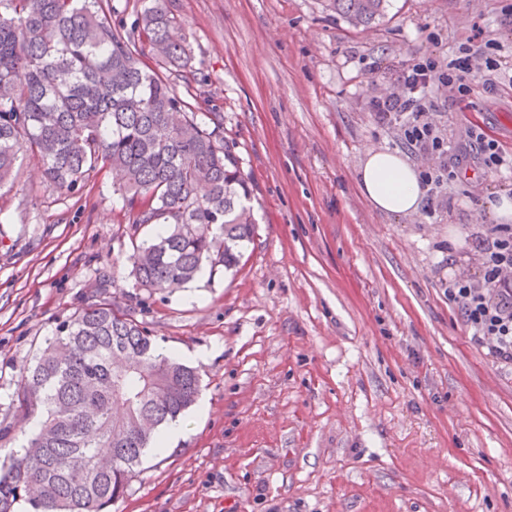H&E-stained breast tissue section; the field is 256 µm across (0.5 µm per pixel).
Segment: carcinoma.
Listing matches in <instances>:
<instances>
[{
  "label": "carcinoma",
  "mask_w": 512,
  "mask_h": 512,
  "mask_svg": "<svg viewBox=\"0 0 512 512\" xmlns=\"http://www.w3.org/2000/svg\"><path fill=\"white\" fill-rule=\"evenodd\" d=\"M387 6L326 0L363 29ZM190 64L165 0H146L129 30L112 26L111 0H0V187L27 152L61 191L108 168L132 223L156 227L129 256L148 293L236 266L254 236L221 114L200 119L176 92ZM199 392L198 371L157 353L131 309L94 295L21 373L24 414L42 420L0 464V512L28 492L34 512H107Z\"/></svg>",
  "instance_id": "obj_1"
}]
</instances>
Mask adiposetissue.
<instances>
[{"label":"adipose tissue","instance_id":"1","mask_svg":"<svg viewBox=\"0 0 512 512\" xmlns=\"http://www.w3.org/2000/svg\"><path fill=\"white\" fill-rule=\"evenodd\" d=\"M358 186L375 209L395 217L417 211L424 195L416 168L388 150L367 154L358 170Z\"/></svg>","mask_w":512,"mask_h":512}]
</instances>
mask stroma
Returning <instances> with one entry per match:
<instances>
[{
	"instance_id": "stroma-1",
	"label": "stroma",
	"mask_w": 512,
	"mask_h": 512,
	"mask_svg": "<svg viewBox=\"0 0 512 512\" xmlns=\"http://www.w3.org/2000/svg\"><path fill=\"white\" fill-rule=\"evenodd\" d=\"M167 3L192 50L193 88L176 91L223 113L256 230L238 272L136 307L202 392L109 512H512V366L446 293L478 275L486 204L512 194L466 135L480 123L512 155V72L463 104L434 94L468 176L431 211L387 216L357 183L368 153L397 148L368 99L412 55L449 60L475 34L512 61L505 0H389L366 31L322 0ZM151 233L106 169L63 193L29 157L0 187V461L33 430L22 368L101 280L126 306L132 244Z\"/></svg>"
}]
</instances>
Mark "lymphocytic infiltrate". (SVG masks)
<instances>
[{"instance_id":"obj_1","label":"lymphocytic infiltrate","mask_w":512,"mask_h":512,"mask_svg":"<svg viewBox=\"0 0 512 512\" xmlns=\"http://www.w3.org/2000/svg\"><path fill=\"white\" fill-rule=\"evenodd\" d=\"M502 60L481 52L443 62L435 57L408 60L398 71L395 88L369 98L367 107L383 128L397 131L401 146L421 157L419 173L427 197H434L444 181L443 159L448 143L438 131L426 100L432 92L449 89L467 96L474 76L502 69ZM479 277H455L448 297L457 304L477 343L500 361L512 364V225L497 224L479 237Z\"/></svg>"}]
</instances>
